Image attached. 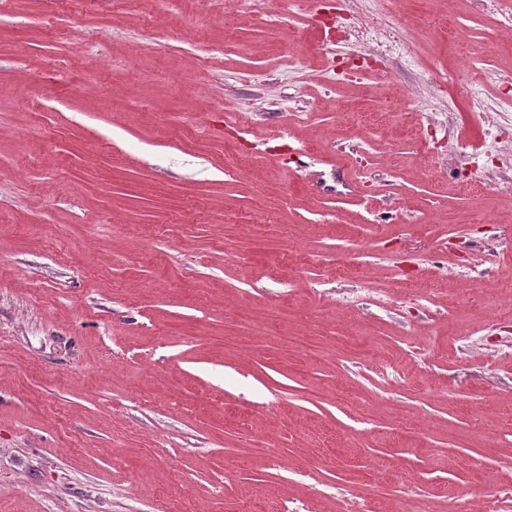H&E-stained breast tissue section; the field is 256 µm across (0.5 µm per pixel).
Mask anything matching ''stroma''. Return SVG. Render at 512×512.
I'll use <instances>...</instances> for the list:
<instances>
[{"instance_id": "obj_1", "label": "stroma", "mask_w": 512, "mask_h": 512, "mask_svg": "<svg viewBox=\"0 0 512 512\" xmlns=\"http://www.w3.org/2000/svg\"><path fill=\"white\" fill-rule=\"evenodd\" d=\"M511 35L0 0V512H512Z\"/></svg>"}]
</instances>
